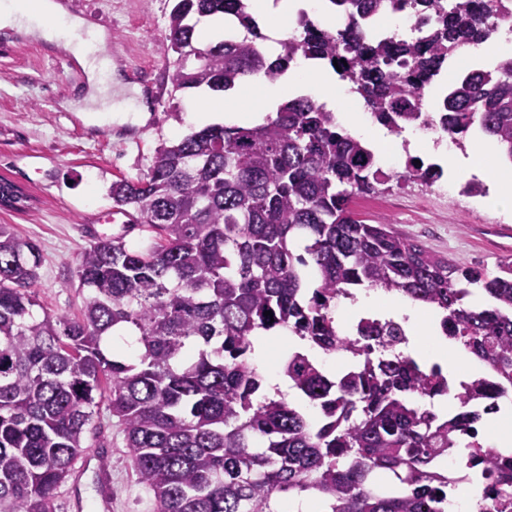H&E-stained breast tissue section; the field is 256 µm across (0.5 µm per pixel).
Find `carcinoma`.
I'll list each match as a JSON object with an SVG mask.
<instances>
[{"label": "carcinoma", "mask_w": 512, "mask_h": 512, "mask_svg": "<svg viewBox=\"0 0 512 512\" xmlns=\"http://www.w3.org/2000/svg\"><path fill=\"white\" fill-rule=\"evenodd\" d=\"M328 2L343 26L303 17L269 60L247 0H178L168 21L173 91L275 81L297 55L337 59L375 121L399 130L421 120L423 85L490 30L485 0H410L430 25L414 40H370L361 21L389 0ZM193 14L224 15L243 35L191 65ZM496 70L458 81L444 121L460 147L483 135L512 161V59ZM402 178L429 184L435 174L411 159ZM387 180L374 150L308 96L254 127L192 132L159 148L146 174L112 183L113 203L134 210L151 237L138 249L100 239L81 253L86 296L73 319L34 311L40 249L0 224V512H53L93 447L103 401L154 512H282L304 494L320 512H446L442 460L512 393V262L490 276L359 219L354 196ZM471 285L485 306L464 305ZM358 287L437 307L448 340L493 377L454 395L461 411L440 415L448 380L395 355L399 323L362 321L357 339L341 337L332 308ZM279 331L304 344L282 373L311 413L264 393L249 360L258 335ZM315 351L341 352L349 367L331 374ZM470 460L484 471L483 493L512 506V458L485 448Z\"/></svg>", "instance_id": "obj_1"}]
</instances>
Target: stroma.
Here are the masks:
<instances>
[{
    "instance_id": "stroma-1",
    "label": "stroma",
    "mask_w": 512,
    "mask_h": 512,
    "mask_svg": "<svg viewBox=\"0 0 512 512\" xmlns=\"http://www.w3.org/2000/svg\"><path fill=\"white\" fill-rule=\"evenodd\" d=\"M175 0H74L72 12L103 28L101 50L123 82L153 86L143 112H82L87 73L67 67L66 52L18 33L0 31V181L25 195L18 209L0 205V224L12 225L40 248L35 294L50 314L77 316L84 300L75 268L97 239L123 236L127 246L148 241L147 228L123 221L98 223L112 211L113 181L147 172L156 150L195 131L187 114L205 89L173 91L168 71L176 58L168 39ZM390 170L376 195H359L361 219L391 225L428 251L464 266L497 273L512 259V225L485 198L442 196L429 185L400 181ZM97 440L90 467L77 487L62 485L56 512H152L153 495L136 480L124 437L107 405L94 415Z\"/></svg>"
}]
</instances>
